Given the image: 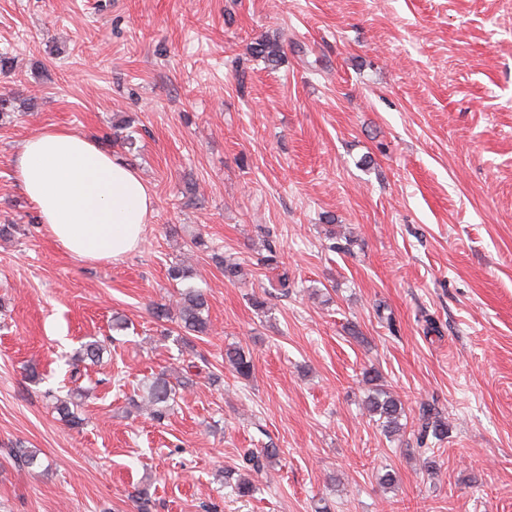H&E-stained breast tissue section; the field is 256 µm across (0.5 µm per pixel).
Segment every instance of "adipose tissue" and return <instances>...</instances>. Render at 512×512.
<instances>
[{
	"mask_svg": "<svg viewBox=\"0 0 512 512\" xmlns=\"http://www.w3.org/2000/svg\"><path fill=\"white\" fill-rule=\"evenodd\" d=\"M16 178L50 236L85 262H116L137 250L155 211V197L135 169L60 127L28 138Z\"/></svg>",
	"mask_w": 512,
	"mask_h": 512,
	"instance_id": "obj_1",
	"label": "adipose tissue"
}]
</instances>
